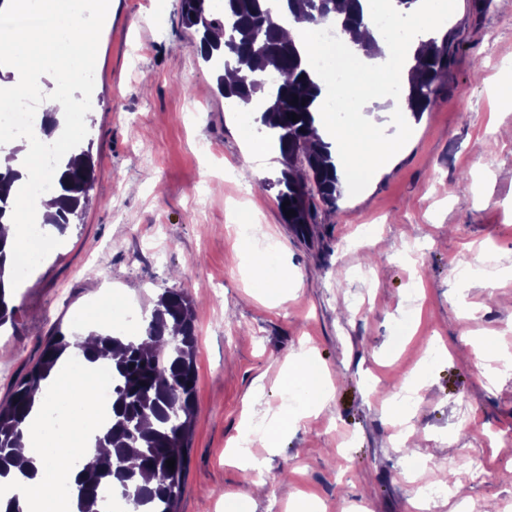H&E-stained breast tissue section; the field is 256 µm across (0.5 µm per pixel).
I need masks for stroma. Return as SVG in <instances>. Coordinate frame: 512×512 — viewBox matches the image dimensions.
<instances>
[{"label":"stroma","mask_w":512,"mask_h":512,"mask_svg":"<svg viewBox=\"0 0 512 512\" xmlns=\"http://www.w3.org/2000/svg\"><path fill=\"white\" fill-rule=\"evenodd\" d=\"M431 4L446 12L433 36H452L448 81L406 129L389 107L398 68L381 74L376 129L397 150L361 185L344 180L336 211L318 209L304 241L253 178L261 144L245 140L219 94L180 0H112L94 27L98 65L72 87L86 102L91 202L15 290L0 403L90 302L144 319L158 294L180 289L194 302L198 381L178 512H291L301 494L318 512H414L417 482L442 480L468 487L466 512H502L512 501V369L502 365L512 359V0L479 15L472 0ZM239 223L254 225L257 249L276 243L278 295L254 288ZM462 266L468 279L454 275ZM304 348L325 364L329 398L271 425ZM398 407L407 425L391 420ZM247 411L266 432L251 451L265 462L256 476L224 459Z\"/></svg>","instance_id":"35a3bbf8"}]
</instances>
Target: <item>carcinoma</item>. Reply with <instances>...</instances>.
<instances>
[{"label": "carcinoma", "mask_w": 512, "mask_h": 512, "mask_svg": "<svg viewBox=\"0 0 512 512\" xmlns=\"http://www.w3.org/2000/svg\"><path fill=\"white\" fill-rule=\"evenodd\" d=\"M181 0V22L198 36L201 58L216 75V85L226 99L245 105L263 101L255 117L261 130L279 144L283 168L265 188L277 189L281 209L294 214L284 218L296 235H309L318 204L336 207L341 196L331 144L316 133L320 87L311 80L305 63L291 40L281 37L282 23L296 21L330 24L361 49L370 38L360 0H287L286 9L274 13L262 0ZM451 35L421 43L416 63L409 70L407 107L416 118L425 112L450 73ZM278 76L255 79L256 71ZM299 102L292 103V100ZM300 120L292 121V115ZM94 176L89 150L76 149L56 175L54 213L43 214L44 223L65 232L80 217ZM19 174L0 172V329L15 326L17 306L7 283V240L1 221L15 220L16 181ZM147 340L122 341L119 336L95 337L92 360L107 359L115 349L122 358L112 367V416L97 447L112 452L81 468L68 459L56 467L75 474L71 495L78 512H104L101 491L121 489L142 512H177L188 468L189 442L195 411L197 329L193 300L181 290L158 296L147 319ZM70 338L58 331L44 345L38 361L16 383L9 403L0 407V476L10 470L25 479L33 476L31 462L17 453L24 426L42 396L45 382ZM175 459V468L166 460Z\"/></svg>", "instance_id": "1"}]
</instances>
